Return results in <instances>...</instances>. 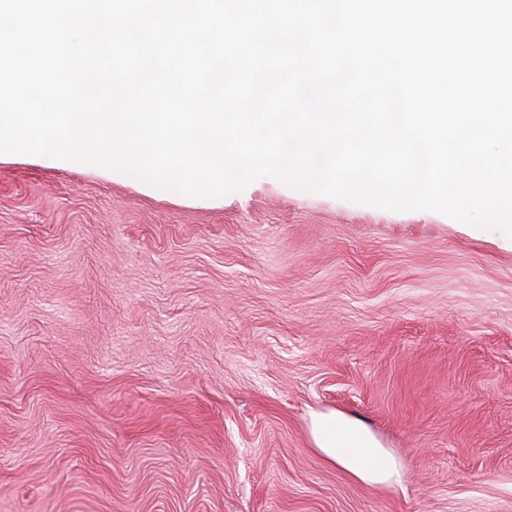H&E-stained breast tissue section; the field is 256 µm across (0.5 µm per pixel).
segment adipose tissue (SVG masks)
<instances>
[{
    "mask_svg": "<svg viewBox=\"0 0 512 512\" xmlns=\"http://www.w3.org/2000/svg\"><path fill=\"white\" fill-rule=\"evenodd\" d=\"M311 444L317 454L355 480L377 489L400 484L401 470L373 431L336 411L311 415Z\"/></svg>",
    "mask_w": 512,
    "mask_h": 512,
    "instance_id": "1",
    "label": "adipose tissue"
}]
</instances>
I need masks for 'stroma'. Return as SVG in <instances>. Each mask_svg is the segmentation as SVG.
Wrapping results in <instances>:
<instances>
[{"instance_id":"obj_1","label":"stroma","mask_w":512,"mask_h":512,"mask_svg":"<svg viewBox=\"0 0 512 512\" xmlns=\"http://www.w3.org/2000/svg\"><path fill=\"white\" fill-rule=\"evenodd\" d=\"M328 410L400 485L317 455ZM0 512H512V238L1 154ZM311 444L317 454L355 480L377 489L400 484L401 470L373 431L334 410L311 415Z\"/></svg>"}]
</instances>
